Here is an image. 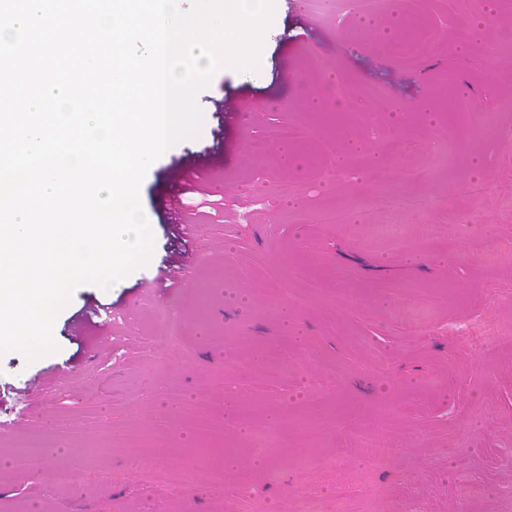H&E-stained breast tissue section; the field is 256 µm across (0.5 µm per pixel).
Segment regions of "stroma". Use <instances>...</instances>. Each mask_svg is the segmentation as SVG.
<instances>
[{
  "label": "stroma",
  "mask_w": 512,
  "mask_h": 512,
  "mask_svg": "<svg viewBox=\"0 0 512 512\" xmlns=\"http://www.w3.org/2000/svg\"><path fill=\"white\" fill-rule=\"evenodd\" d=\"M412 2L447 26L407 56L345 25L349 0H276L258 69H220L199 93L200 136L141 185L148 262L109 289L79 287L56 318L57 351L0 355V390H14L0 420L24 401L73 424L0 433V512H300L307 494L347 512H512V210L501 202L512 193V57L486 69L472 57L477 41L512 33V13L478 37L474 0ZM330 71L366 111L327 143L312 100ZM445 73L499 115L479 167L462 150L465 115L438 109ZM229 95L258 112L223 118ZM288 125L311 168L292 170L271 137ZM191 155L206 159L223 203L189 244L195 279L178 287L159 279L172 229L155 197L199 203L184 192ZM291 191L299 208L284 202ZM428 224L444 237L426 236ZM90 300L101 308L74 335ZM488 308L495 341L477 351L449 336ZM34 436L39 467L12 476ZM134 470L181 478L128 480Z\"/></svg>",
  "instance_id": "stroma-1"
}]
</instances>
